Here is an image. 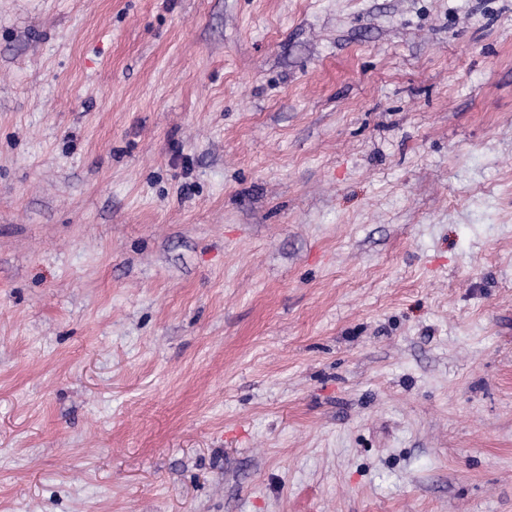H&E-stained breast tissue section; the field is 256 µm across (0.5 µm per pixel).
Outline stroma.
I'll use <instances>...</instances> for the list:
<instances>
[{
    "label": "stroma",
    "mask_w": 512,
    "mask_h": 512,
    "mask_svg": "<svg viewBox=\"0 0 512 512\" xmlns=\"http://www.w3.org/2000/svg\"><path fill=\"white\" fill-rule=\"evenodd\" d=\"M0 512H512V0H0Z\"/></svg>",
    "instance_id": "obj_1"
}]
</instances>
